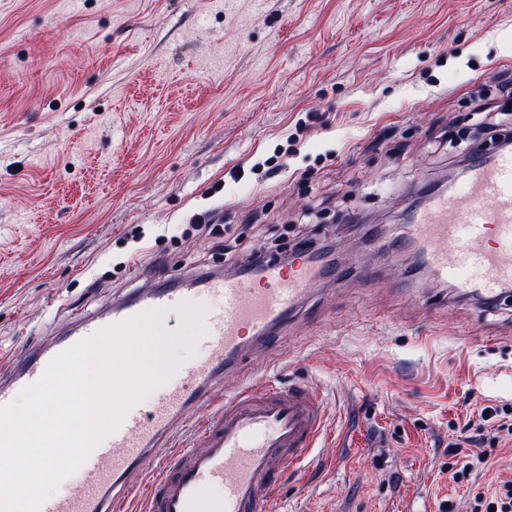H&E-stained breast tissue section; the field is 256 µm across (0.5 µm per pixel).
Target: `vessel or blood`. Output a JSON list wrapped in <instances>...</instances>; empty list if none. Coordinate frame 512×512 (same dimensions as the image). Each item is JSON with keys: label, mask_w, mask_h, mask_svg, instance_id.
I'll return each mask as SVG.
<instances>
[{"label": "vessel or blood", "mask_w": 512, "mask_h": 512, "mask_svg": "<svg viewBox=\"0 0 512 512\" xmlns=\"http://www.w3.org/2000/svg\"><path fill=\"white\" fill-rule=\"evenodd\" d=\"M463 191L431 195L400 225L395 239L418 253L440 283L478 297L488 307L512 292V152L476 148ZM328 258L312 252L265 262L257 273L218 274L192 288L154 286L113 304L104 315L81 318L54 344H38L0 380V406L43 375L48 363L77 342L153 308L165 316L183 304L204 308L195 340L199 359L180 363L145 404L132 407L77 471L81 489L48 498L39 512H123L141 460L159 452L172 430L224 372L256 343L273 340L301 301L330 276ZM323 407L308 386L242 383L199 427L201 444L164 456L147 486V512H266L281 476L299 465L320 435ZM222 496H213L216 487Z\"/></svg>", "instance_id": "1"}]
</instances>
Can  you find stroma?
<instances>
[{"mask_svg":"<svg viewBox=\"0 0 512 512\" xmlns=\"http://www.w3.org/2000/svg\"><path fill=\"white\" fill-rule=\"evenodd\" d=\"M504 71L512 0H0V376L146 276L310 239L335 280L197 417L248 378L312 383L325 430L267 512H472L512 480V433L479 417L512 409V295L481 310L352 218L393 225L463 152L494 150ZM205 209L221 238L187 224Z\"/></svg>","mask_w":512,"mask_h":512,"instance_id":"1","label":"stroma"}]
</instances>
